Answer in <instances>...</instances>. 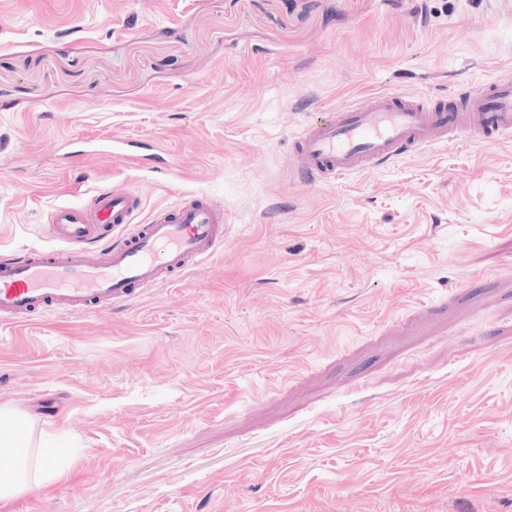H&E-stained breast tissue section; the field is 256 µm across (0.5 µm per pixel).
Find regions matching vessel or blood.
Masks as SVG:
<instances>
[{"label": "vessel or blood", "mask_w": 512, "mask_h": 512, "mask_svg": "<svg viewBox=\"0 0 512 512\" xmlns=\"http://www.w3.org/2000/svg\"><path fill=\"white\" fill-rule=\"evenodd\" d=\"M456 100L430 105L405 93H376L366 106L344 104L298 134L290 164L305 181H336L452 132L484 141L512 135V79L459 92ZM141 208L136 191L105 189L82 205H56L49 222L60 248L0 262V318L21 322L42 310L76 315L116 304L211 256L224 241V212L206 197L157 211L146 224L136 221ZM124 224L132 232L104 241L102 226Z\"/></svg>", "instance_id": "1"}]
</instances>
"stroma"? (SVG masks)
I'll return each mask as SVG.
<instances>
[{
  "mask_svg": "<svg viewBox=\"0 0 512 512\" xmlns=\"http://www.w3.org/2000/svg\"><path fill=\"white\" fill-rule=\"evenodd\" d=\"M498 75L512 0H0V256L100 189L224 209L172 282L0 321V408L73 459L0 512H512V136L287 164L370 92Z\"/></svg>",
  "mask_w": 512,
  "mask_h": 512,
  "instance_id": "stroma-1",
  "label": "stroma"
}]
</instances>
